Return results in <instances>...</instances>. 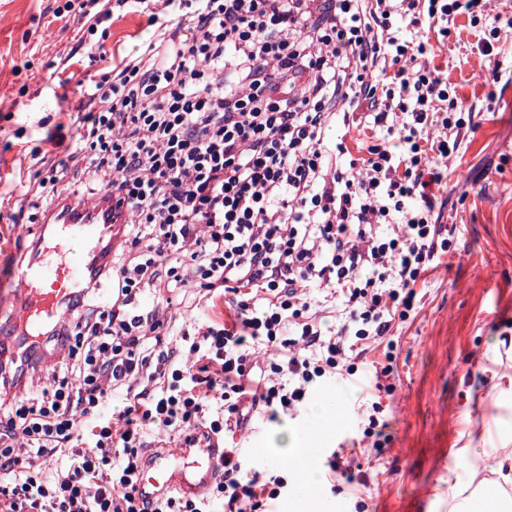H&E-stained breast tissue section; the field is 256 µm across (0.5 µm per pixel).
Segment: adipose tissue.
Masks as SVG:
<instances>
[{"label": "adipose tissue", "instance_id": "ef3b65f1", "mask_svg": "<svg viewBox=\"0 0 512 512\" xmlns=\"http://www.w3.org/2000/svg\"><path fill=\"white\" fill-rule=\"evenodd\" d=\"M481 453L467 462L468 474L456 483L450 512H512V433L485 431L479 438Z\"/></svg>", "mask_w": 512, "mask_h": 512}]
</instances>
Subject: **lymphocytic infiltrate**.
Wrapping results in <instances>:
<instances>
[{
  "label": "lymphocytic infiltrate",
  "instance_id": "obj_1",
  "mask_svg": "<svg viewBox=\"0 0 512 512\" xmlns=\"http://www.w3.org/2000/svg\"><path fill=\"white\" fill-rule=\"evenodd\" d=\"M80 48L117 12L164 36L88 85L86 111L31 151L18 210L104 187L125 206L65 320L0 361V512H265L285 490L241 449L201 498L138 488L152 438L185 446L290 414L323 381L388 376L368 355L409 319L415 286L451 242L435 209L469 107L431 59L456 17L492 56L512 16L486 0H81ZM369 139L328 144L335 122ZM87 161L69 186L68 160ZM231 322L163 319L174 301ZM338 305L336 325L313 303ZM277 361L255 376L252 346ZM47 382L21 381L37 350Z\"/></svg>",
  "mask_w": 512,
  "mask_h": 512
}]
</instances>
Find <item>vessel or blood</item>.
Listing matches in <instances>:
<instances>
[{
    "mask_svg": "<svg viewBox=\"0 0 512 512\" xmlns=\"http://www.w3.org/2000/svg\"><path fill=\"white\" fill-rule=\"evenodd\" d=\"M112 206V197L106 194L87 207L63 201L54 213L45 216V223L52 226L48 239L42 241L34 261L17 271L18 279L25 285V302L13 319L14 324L36 334L46 322L64 318L62 303L82 283L87 268L85 259L98 251L104 235L101 220L111 216ZM74 241L81 243L84 261L76 263L70 259L68 245ZM147 458L138 483L144 496L152 498L171 490L203 495L218 474L224 449L215 440L202 446L195 472L190 476L164 460L160 452L148 451Z\"/></svg>",
    "mask_w": 512,
    "mask_h": 512,
    "instance_id": "vessel-or-blood-1",
    "label": "vessel or blood"
}]
</instances>
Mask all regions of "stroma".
<instances>
[{"instance_id":"1","label":"stroma","mask_w":512,"mask_h":512,"mask_svg":"<svg viewBox=\"0 0 512 512\" xmlns=\"http://www.w3.org/2000/svg\"><path fill=\"white\" fill-rule=\"evenodd\" d=\"M53 0H0V181L27 171V149L40 145L44 124L68 122L85 108L87 83L112 68V48L132 55L160 35L139 14L106 22L104 57L63 60L82 35L77 16L54 18ZM479 32L459 18L447 42L436 44L434 63L461 98L473 105L474 129L448 162L439 193L440 221L452 240L449 254L415 287V309L393 329L388 392L361 394L323 383L295 414L256 412L234 444L283 475L288 491L276 512H448L457 478L466 477L459 454L468 433L493 421H512V395L477 400L494 376L512 374V354L496 342L512 330V34L497 48L501 76L486 84ZM379 402L388 423L381 449L365 447L363 409ZM306 446L318 471L305 488L293 459L280 447L286 432ZM343 449L353 481L331 478L329 460Z\"/></svg>"}]
</instances>
